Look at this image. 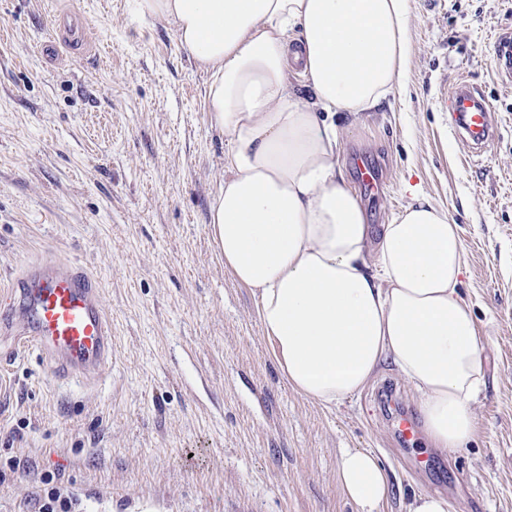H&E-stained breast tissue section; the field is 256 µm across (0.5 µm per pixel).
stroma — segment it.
Returning a JSON list of instances; mask_svg holds the SVG:
<instances>
[{"label": "stroma", "mask_w": 512, "mask_h": 512, "mask_svg": "<svg viewBox=\"0 0 512 512\" xmlns=\"http://www.w3.org/2000/svg\"><path fill=\"white\" fill-rule=\"evenodd\" d=\"M131 0H0V288L37 259L95 279L112 359L89 381L56 377L0 330V512H30L44 474L81 512H358L337 477L344 450L373 453L391 492L380 512L439 494L448 512H512V81L491 59L512 0H410L402 87L342 112L338 159L382 161L361 197L373 231L421 185L458 224L463 298L487 384L467 446L429 449L415 472L396 428L418 414L411 385L384 364L374 384L326 407L282 378L249 288L208 230L225 142L211 126L208 73L171 24L132 21ZM60 10L92 27L89 52L41 56ZM499 117L482 159L448 127L440 97L458 76Z\"/></svg>", "instance_id": "obj_1"}]
</instances>
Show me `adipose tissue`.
I'll return each instance as SVG.
<instances>
[{
	"label": "adipose tissue",
	"instance_id": "obj_1",
	"mask_svg": "<svg viewBox=\"0 0 512 512\" xmlns=\"http://www.w3.org/2000/svg\"><path fill=\"white\" fill-rule=\"evenodd\" d=\"M135 15L171 22L210 75L212 126L228 148L209 232L252 291L289 387L330 406L392 364L431 447H463L485 372L460 294L459 227L408 183V204L372 241L336 152V114L376 107L407 68L409 0H135ZM298 71L310 102L295 95ZM337 479L359 512L389 495L366 451L344 452Z\"/></svg>",
	"mask_w": 512,
	"mask_h": 512
}]
</instances>
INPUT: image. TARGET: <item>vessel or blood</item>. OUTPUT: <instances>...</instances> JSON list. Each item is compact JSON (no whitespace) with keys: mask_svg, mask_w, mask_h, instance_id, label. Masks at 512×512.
<instances>
[{"mask_svg":"<svg viewBox=\"0 0 512 512\" xmlns=\"http://www.w3.org/2000/svg\"><path fill=\"white\" fill-rule=\"evenodd\" d=\"M53 26L68 48L89 47V26L73 12L56 16ZM500 77L512 81V31L500 35L492 48ZM452 131L472 150L473 157L487 153L499 135L498 115L490 101L470 82L457 80L441 99ZM360 187L376 194L382 182L378 168L368 159L357 161ZM6 306L25 322L24 336L55 364L57 370L76 378L102 375L112 357V330L100 301V290L79 270L60 271L51 260L32 264L13 283Z\"/></svg>","mask_w":512,"mask_h":512,"instance_id":"1","label":"vessel or blood"}]
</instances>
